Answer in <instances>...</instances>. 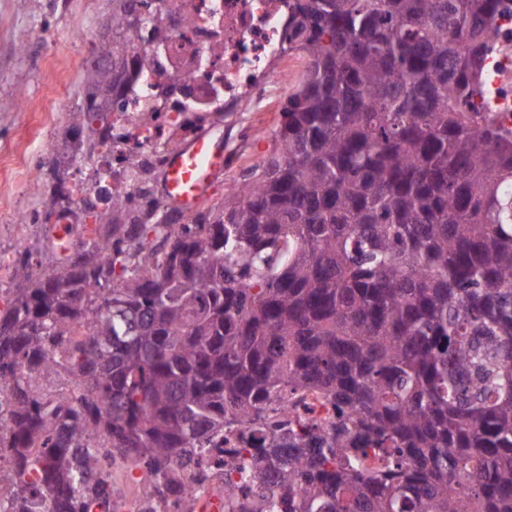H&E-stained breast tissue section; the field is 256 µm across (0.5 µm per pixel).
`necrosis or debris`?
Instances as JSON below:
<instances>
[{
	"label": "necrosis or debris",
	"instance_id": "obj_1",
	"mask_svg": "<svg viewBox=\"0 0 512 512\" xmlns=\"http://www.w3.org/2000/svg\"><path fill=\"white\" fill-rule=\"evenodd\" d=\"M152 23L164 42L137 44L158 66L138 71L130 93L112 96V167L162 169L158 142L192 137L209 112H238L264 99L283 58L288 0H154ZM484 66L487 105L512 126V0L496 20Z\"/></svg>",
	"mask_w": 512,
	"mask_h": 512
}]
</instances>
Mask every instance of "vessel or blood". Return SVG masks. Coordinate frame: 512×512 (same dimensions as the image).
Segmentation results:
<instances>
[{"label":"vessel or blood","mask_w":512,"mask_h":512,"mask_svg":"<svg viewBox=\"0 0 512 512\" xmlns=\"http://www.w3.org/2000/svg\"><path fill=\"white\" fill-rule=\"evenodd\" d=\"M224 165V150L218 142L195 138L167 159L163 178L167 198L180 210H193Z\"/></svg>","instance_id":"1"}]
</instances>
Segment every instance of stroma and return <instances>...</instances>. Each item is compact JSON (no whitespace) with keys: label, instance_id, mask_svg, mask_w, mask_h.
Instances as JSON below:
<instances>
[{"label":"stroma","instance_id":"obj_1","mask_svg":"<svg viewBox=\"0 0 512 512\" xmlns=\"http://www.w3.org/2000/svg\"><path fill=\"white\" fill-rule=\"evenodd\" d=\"M112 0H0V287L9 288L8 268L16 251L37 248L54 226L34 221L53 190L54 173L66 141L85 137L71 114L88 76L80 57L108 31ZM287 57L284 89L261 112H230L204 129L227 156L223 175L202 208L222 201L226 187L240 180L270 152L281 103L303 69ZM30 214L24 224L17 213Z\"/></svg>","mask_w":512,"mask_h":512}]
</instances>
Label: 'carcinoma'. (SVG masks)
<instances>
[{
  "label": "carcinoma",
  "instance_id": "obj_1",
  "mask_svg": "<svg viewBox=\"0 0 512 512\" xmlns=\"http://www.w3.org/2000/svg\"><path fill=\"white\" fill-rule=\"evenodd\" d=\"M502 7L290 0L305 66L273 149L185 224L112 196L106 102L72 113L98 227L12 262L11 512H117L118 461L142 512H194L185 480L207 490L234 430L217 465L268 481L225 482L234 512H512V129L478 103ZM133 10L112 0L97 89L129 82ZM61 374L77 391L40 395Z\"/></svg>",
  "mask_w": 512,
  "mask_h": 512
}]
</instances>
